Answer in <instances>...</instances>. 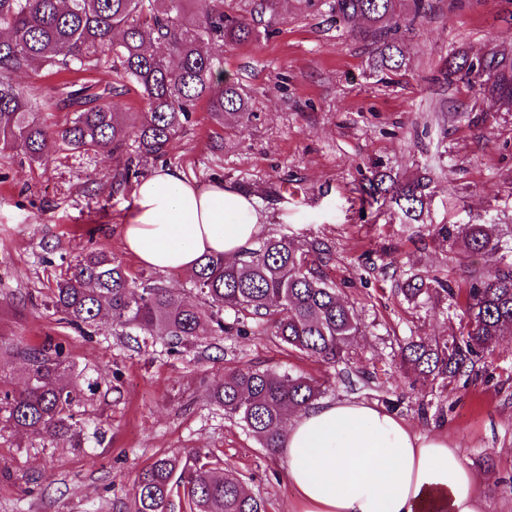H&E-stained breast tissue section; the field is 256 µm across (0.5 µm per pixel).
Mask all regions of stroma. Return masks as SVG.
I'll list each match as a JSON object with an SVG mask.
<instances>
[{
  "label": "stroma",
  "mask_w": 512,
  "mask_h": 512,
  "mask_svg": "<svg viewBox=\"0 0 512 512\" xmlns=\"http://www.w3.org/2000/svg\"><path fill=\"white\" fill-rule=\"evenodd\" d=\"M424 16L398 30L408 51L395 74L367 65L369 41L336 27L328 12L289 9L267 37L227 48L225 78L237 83L248 117L216 129L204 104L175 140L169 166L200 184L221 179L255 201L264 235L291 229L325 239L326 269L356 309L362 333L351 360L380 373L374 390L329 388L326 400L355 398L383 405L385 390L402 393L394 410L423 433L457 444L476 473L484 512H512V336L486 353L477 375L445 392L410 386L391 357L409 337H448L461 330L458 307L415 305L397 290L407 270H431L466 284L473 258L440 244L441 225H496L512 244V112L471 85L443 80L450 51L472 58L512 49V0H430ZM33 115L61 124L63 76L30 66L14 72ZM112 156L53 154L44 165L0 153V339L63 344L98 389L85 409L106 432L103 444L73 449L70 439L42 448L20 434L0 437V512H129L138 473L163 455L210 453L262 496L268 512H290L294 489L282 456L266 455L237 420L208 398L225 372L260 367L337 376L332 365L280 348L270 329L244 336H206L189 353L162 340L139 343L102 321L85 337L43 300L81 253L99 249L191 297L186 271L159 272L138 263L118 232L133 206L131 192L113 193ZM399 181L428 178L419 221L398 208L370 206L359 187L371 170Z\"/></svg>",
  "instance_id": "obj_1"
}]
</instances>
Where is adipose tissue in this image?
<instances>
[{
    "mask_svg": "<svg viewBox=\"0 0 512 512\" xmlns=\"http://www.w3.org/2000/svg\"><path fill=\"white\" fill-rule=\"evenodd\" d=\"M262 229L248 195L163 166L141 177L119 232L141 265L189 271L209 255L238 257ZM281 453L295 512H483L477 477L447 436L415 432L363 401H326L302 412L289 423Z\"/></svg>",
    "mask_w": 512,
    "mask_h": 512,
    "instance_id": "1",
    "label": "adipose tissue"
}]
</instances>
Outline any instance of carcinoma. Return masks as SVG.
Returning <instances> with one entry per match:
<instances>
[{
  "label": "carcinoma",
  "mask_w": 512,
  "mask_h": 512,
  "mask_svg": "<svg viewBox=\"0 0 512 512\" xmlns=\"http://www.w3.org/2000/svg\"><path fill=\"white\" fill-rule=\"evenodd\" d=\"M287 0H252L224 10V0H0V74L33 64L51 71L109 66L122 86L139 90L147 111L137 126L126 124L119 103L83 86L69 92L78 106L62 126L51 130L30 117L31 96L0 79V150L42 163L55 147L82 155L110 154L117 160L112 190L119 192L142 174L141 164L166 159L170 146L205 102L219 124L241 117L247 103L239 88L222 77L224 48L260 37V19L274 21ZM303 12L327 8L337 26L376 45L370 67L397 72L407 47L396 37L401 8L414 16L430 8L426 0H295ZM448 83L464 79L512 111V56L493 54L476 68L465 57L448 58ZM425 185L386 183L374 175L361 196L373 204L391 199L414 220L423 209ZM443 242L459 244L468 257L498 263L504 246L493 224L443 225ZM332 246L283 230L259 241L228 262L209 256L192 271L196 303L146 279L137 282L123 262L103 250L76 258L56 282L50 304L77 332L90 336L103 318L122 336L129 329L159 336L172 353H182L202 336L245 335L267 326L285 350L328 364H347L361 323L354 307L328 281L325 263ZM414 304H458L464 298L466 324L451 339H411L399 346L397 368L403 378L446 389L475 374L485 349L512 336V268L475 272L466 288L438 275L410 273L400 285ZM28 364L20 391L0 388V424L27 434L41 447L80 436L78 409L84 390H93L84 370L63 346L0 344V355ZM346 388L375 384L360 368L341 372ZM331 387L303 374L268 369H235L209 387L210 400L240 422L267 455L283 448L288 416L308 410ZM189 512H267L266 501L244 490L240 477L216 474L207 454L159 457L135 481L132 512H172L173 496Z\"/></svg>",
  "instance_id": "carcinoma-1"
}]
</instances>
